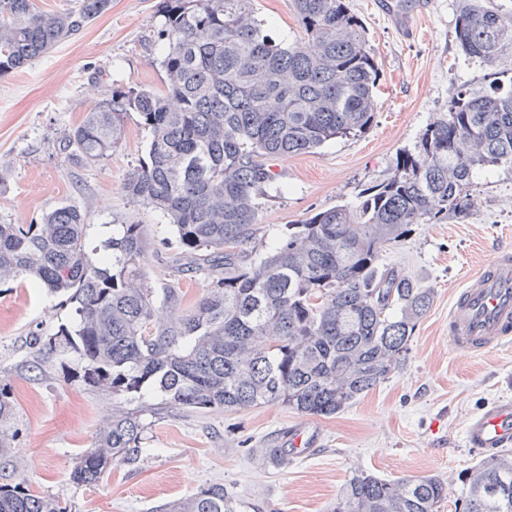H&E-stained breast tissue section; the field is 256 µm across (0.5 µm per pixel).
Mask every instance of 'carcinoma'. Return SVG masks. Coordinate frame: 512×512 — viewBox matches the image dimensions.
<instances>
[{"label": "carcinoma", "instance_id": "1", "mask_svg": "<svg viewBox=\"0 0 512 512\" xmlns=\"http://www.w3.org/2000/svg\"><path fill=\"white\" fill-rule=\"evenodd\" d=\"M112 0H78L48 12L37 0H0V75L17 71L77 34ZM302 36L275 39L253 0H160L166 91L114 88L69 130L62 148L86 165L107 160L136 113L150 133L147 158L125 195L160 212L177 247L168 257L212 277L208 293L161 323L142 224H122L97 262L86 224L62 205L38 224H0V280L24 275L76 304L74 328L43 343L73 350L94 389L142 394L155 387L181 409L281 404L332 417L404 365L434 289L380 266L382 252L414 224L473 214L478 172L512 167V76L460 88L448 114L425 130L394 174L288 230L267 253L256 239L261 200L278 190L268 161L310 152L370 129L379 67L346 0H294ZM455 35L470 58L494 64L512 45V10L459 0ZM144 425L112 409L69 473L97 484L119 462L138 463ZM436 476L385 479L355 471L330 512H439ZM222 485L174 500L162 512H241ZM0 512H69L67 503L0 484ZM459 512H512V450L481 456Z\"/></svg>", "mask_w": 512, "mask_h": 512}]
</instances>
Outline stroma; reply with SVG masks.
<instances>
[{"instance_id":"1","label":"stroma","mask_w":512,"mask_h":512,"mask_svg":"<svg viewBox=\"0 0 512 512\" xmlns=\"http://www.w3.org/2000/svg\"><path fill=\"white\" fill-rule=\"evenodd\" d=\"M158 2L112 0L80 34L0 76V224H36L73 204L85 216L88 248L101 247L116 224H141L150 239L173 240L156 212L123 191L149 142L137 115L128 117L121 142L103 164L86 166L60 150L63 133L109 89L164 90ZM347 3L379 66L374 123L361 136L271 160L281 192L264 202L260 231L245 251L271 250L287 225L336 204L356 206L363 189L393 175L400 155L414 150L427 126L447 113L460 87L484 89L492 70L512 75V45L491 67L459 51L456 0H423L411 37L392 22L387 0ZM254 8L276 38L300 35L294 0H255ZM472 192L478 206L468 220L413 225L383 252L382 266L433 288L434 302L403 369L331 418L279 404L192 412L165 404L151 389L141 399L93 389L80 377L76 353L62 361L35 343L73 326L74 304L25 277L0 281V388L14 404L10 446L0 451V484L24 483L33 494L66 502L70 512H154L215 483L233 490L245 512H328L360 468L388 479L440 477L447 488L440 512H456L480 456L466 445L464 427L495 401L512 400V344L476 358L448 340L454 292L496 244L512 245V168L480 174ZM146 271L155 290L177 288L187 307L211 286L206 273H171L164 256L153 253ZM118 402L141 413L138 467L116 463L96 485L71 483L77 457ZM295 436L303 453L289 454L284 463L263 457V449L288 447Z\"/></svg>"}]
</instances>
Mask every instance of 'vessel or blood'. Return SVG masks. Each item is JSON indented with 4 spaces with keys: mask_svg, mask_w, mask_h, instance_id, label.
<instances>
[{
    "mask_svg": "<svg viewBox=\"0 0 512 512\" xmlns=\"http://www.w3.org/2000/svg\"><path fill=\"white\" fill-rule=\"evenodd\" d=\"M448 338L471 356L512 342V248L504 247L453 297L448 311ZM465 442L480 451L512 446V402L498 401L472 416Z\"/></svg>",
    "mask_w": 512,
    "mask_h": 512,
    "instance_id": "b4317fda",
    "label": "vessel or blood"
}]
</instances>
